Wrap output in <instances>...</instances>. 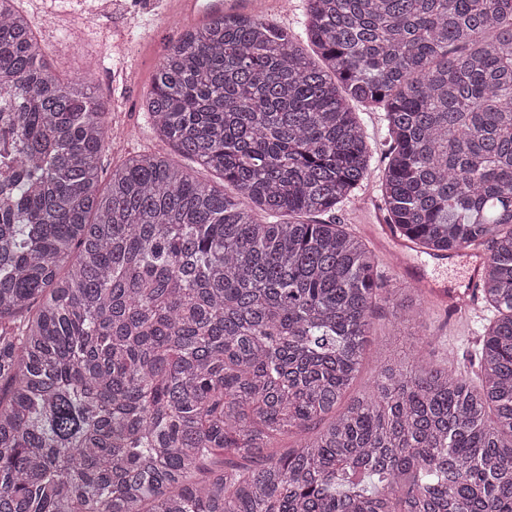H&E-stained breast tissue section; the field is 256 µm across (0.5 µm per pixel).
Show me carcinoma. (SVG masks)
I'll return each instance as SVG.
<instances>
[{"label":"carcinoma","mask_w":512,"mask_h":512,"mask_svg":"<svg viewBox=\"0 0 512 512\" xmlns=\"http://www.w3.org/2000/svg\"><path fill=\"white\" fill-rule=\"evenodd\" d=\"M298 39L226 13L157 64L158 137L100 190L110 107L0 0V512H512V0H306ZM485 247L478 383L419 355L348 397L379 258L322 216ZM288 220L270 222L268 218ZM295 434L283 455L268 452ZM353 108L355 112H362L360 115L361 122L367 135V140L373 147L369 176L353 197H350L348 200L338 205L333 217H335L336 224H344L349 231L359 236L366 245L378 255L380 259L378 270L385 282V288H391L390 290L397 297L409 298L413 296L411 288L415 287L395 272V267L397 269L404 268L405 250L409 244L398 239L397 236L393 234L391 226L385 223L384 213L378 208V204H380V184L388 161L384 155L387 138L384 113L364 112L356 105H353ZM367 190L372 191L375 201L374 205L371 204V210L369 211L356 209L354 207L356 199L362 196ZM375 212L378 213V217L382 223H378ZM363 224L380 225V229L373 226V231L374 233L383 235L392 243L393 247L389 250V255L395 259V267L391 264L390 256L387 255L390 243L382 241L377 237L360 234V227Z\"/></svg>","instance_id":"cac0c4a2"}]
</instances>
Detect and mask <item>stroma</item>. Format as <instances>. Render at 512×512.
<instances>
[{
	"label": "stroma",
	"mask_w": 512,
	"mask_h": 512,
	"mask_svg": "<svg viewBox=\"0 0 512 512\" xmlns=\"http://www.w3.org/2000/svg\"><path fill=\"white\" fill-rule=\"evenodd\" d=\"M20 7L34 22L38 37L48 44L55 69L69 77L89 76L96 94L109 103L116 132L104 157L105 171L137 153L171 152V145L157 137L143 103L161 54L185 22L175 0H51L46 12L32 0H21ZM361 122L373 147L364 187L376 194L387 165L386 122L380 112L362 113ZM411 261L432 279L452 286L464 283L471 265L464 252L441 264L415 250ZM493 319L489 311L484 319L465 328L451 304H430L423 326L436 341L427 350V358L449 370L473 375L475 369L468 359ZM409 334V328L393 318L389 306L378 310L352 394L369 390L379 360L398 359L410 351Z\"/></svg>",
	"instance_id": "1"
}]
</instances>
